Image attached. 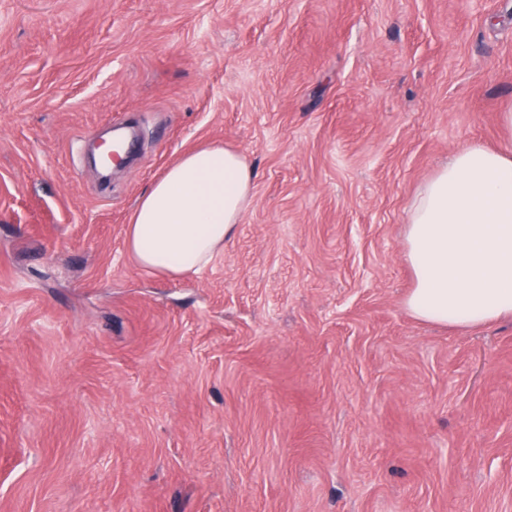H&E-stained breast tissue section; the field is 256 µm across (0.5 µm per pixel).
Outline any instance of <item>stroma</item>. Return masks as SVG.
I'll use <instances>...</instances> for the list:
<instances>
[{
    "instance_id": "1",
    "label": "stroma",
    "mask_w": 512,
    "mask_h": 512,
    "mask_svg": "<svg viewBox=\"0 0 512 512\" xmlns=\"http://www.w3.org/2000/svg\"><path fill=\"white\" fill-rule=\"evenodd\" d=\"M509 109L512 0H0V512H512V319L405 306L412 197ZM204 145L239 231L148 271ZM254 180L237 150L206 146L182 156L134 210L127 236L138 264L170 277L203 270L236 235Z\"/></svg>"
}]
</instances>
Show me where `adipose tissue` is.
<instances>
[{
	"label": "adipose tissue",
	"instance_id": "ef3b65f1",
	"mask_svg": "<svg viewBox=\"0 0 512 512\" xmlns=\"http://www.w3.org/2000/svg\"><path fill=\"white\" fill-rule=\"evenodd\" d=\"M254 171L237 150L197 148L139 200L129 247L149 271L195 274L239 228ZM418 319L469 329L512 316V147L457 148L413 196L406 226Z\"/></svg>",
	"mask_w": 512,
	"mask_h": 512
}]
</instances>
